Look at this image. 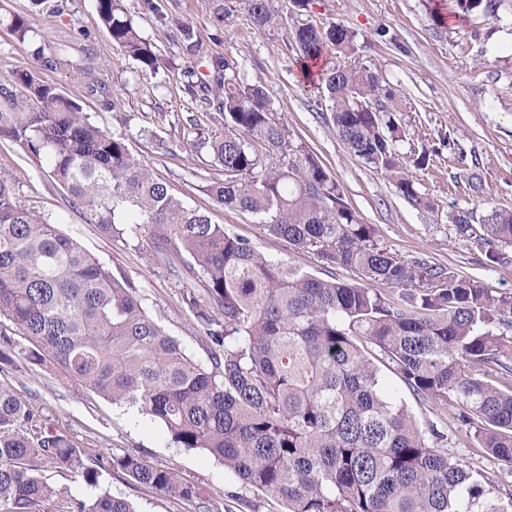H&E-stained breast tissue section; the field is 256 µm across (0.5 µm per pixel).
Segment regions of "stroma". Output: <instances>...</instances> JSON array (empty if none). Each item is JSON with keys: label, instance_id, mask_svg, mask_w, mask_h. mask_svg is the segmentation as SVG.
I'll use <instances>...</instances> for the list:
<instances>
[{"label": "stroma", "instance_id": "stroma-1", "mask_svg": "<svg viewBox=\"0 0 512 512\" xmlns=\"http://www.w3.org/2000/svg\"><path fill=\"white\" fill-rule=\"evenodd\" d=\"M159 2L163 13L158 16L145 8L144 0H122L141 35L167 62L156 75L145 76L135 60L113 48L99 22L96 0H41L37 5L5 0L10 13L30 20L34 33L21 42L0 28V82H12L14 72L42 49L47 64L37 68L38 77L79 100L100 126L124 136L131 154L187 207L207 213L212 223L248 239L271 258L323 278L333 274L354 281L352 271L329 269L287 241L268 239L256 217L224 209L207 195L206 186L223 179L224 171L191 147L184 126L191 116L207 132L224 123L221 114L186 93L182 72L203 68L210 56H223L231 76L264 88L272 112L294 141L318 157L360 220L374 226L380 246L404 258L445 265L512 295V246H502L499 262H489L449 219L459 210L483 216L494 208L512 209V11H504L499 21H464L449 14L446 0H313L301 17L318 27L335 22L356 33L357 50L348 62L382 73L396 90L402 134L398 150L404 159L424 144L437 146L429 165L415 172L416 187L430 202L425 208L399 196L342 143L327 100L297 77L298 51L287 26L256 29L242 0H226L227 17L220 27L211 22L212 0ZM182 24L200 44L197 55H187L182 45ZM450 130L465 151L464 162L440 145L441 135ZM472 173L482 177L483 192L468 186ZM0 179L12 182L23 204L51 216L113 274L125 276L151 316L190 354L203 358L200 331L181 299L193 279L174 275L147 243L103 236L20 148L0 143ZM380 375L421 428L437 426L445 435L444 449L468 458L466 430L446 406L415 399L389 369ZM0 383L40 408L44 425L66 430L87 458L129 452L174 469L209 490L213 512H283L280 502L243 489L211 456L174 447L159 423L58 374L20 359L8 373H0ZM105 486L131 499L140 512H194L193 504L118 477L107 478Z\"/></svg>", "mask_w": 512, "mask_h": 512}]
</instances>
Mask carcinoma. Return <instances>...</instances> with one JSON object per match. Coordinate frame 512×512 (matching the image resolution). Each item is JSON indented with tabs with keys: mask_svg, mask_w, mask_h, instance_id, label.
<instances>
[{
	"mask_svg": "<svg viewBox=\"0 0 512 512\" xmlns=\"http://www.w3.org/2000/svg\"><path fill=\"white\" fill-rule=\"evenodd\" d=\"M253 24L277 23L279 0H244ZM463 17H493L504 0H452ZM112 45L142 74L161 60L121 0H96ZM20 42L29 23L0 12ZM289 38L309 63L333 49L349 56L356 33L343 25L297 24ZM223 56L207 72L183 71L189 93L224 116L208 135L188 120L191 146L224 170L207 185L213 201L259 219L266 237L286 239L358 281L324 279L272 260L250 242L190 209L156 181L125 138L90 120L82 105L25 67L0 84V143L19 146L107 236L144 237L176 274L203 288L182 302L201 332L197 359L149 315L127 278L115 276L50 217L24 205L0 180V317L28 345L0 331V372L21 355L85 389L160 423L172 442L222 462L248 491L286 512H512L484 462L512 469V296L441 264L382 248L344 193L303 143L275 118L264 89L228 77ZM340 140L412 203L430 202L397 149L396 92L367 68L318 72ZM489 260L512 245V210L450 215ZM403 289L391 300L384 287ZM395 371L420 400L445 405L466 427L475 462L435 446L383 384ZM47 469L79 477L94 494H71ZM212 512L207 489L123 452L89 463L64 431L0 385V512H137L101 488L105 475Z\"/></svg>",
	"mask_w": 512,
	"mask_h": 512,
	"instance_id": "carcinoma-1",
	"label": "carcinoma"
}]
</instances>
